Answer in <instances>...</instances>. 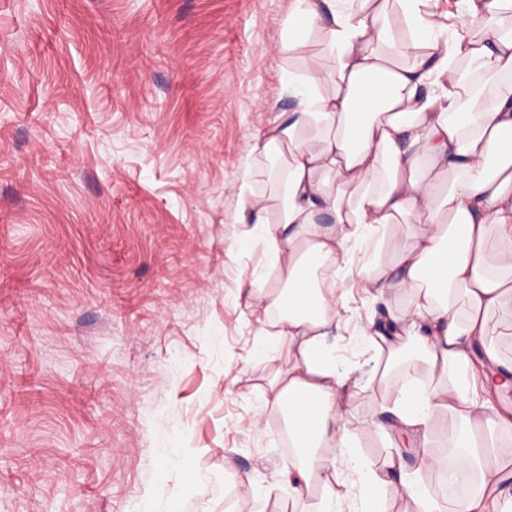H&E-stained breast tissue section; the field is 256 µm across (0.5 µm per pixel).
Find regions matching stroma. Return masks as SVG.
<instances>
[{"instance_id": "35a3bbf8", "label": "stroma", "mask_w": 512, "mask_h": 512, "mask_svg": "<svg viewBox=\"0 0 512 512\" xmlns=\"http://www.w3.org/2000/svg\"><path fill=\"white\" fill-rule=\"evenodd\" d=\"M293 0H0V512H300L284 413L244 296L265 248L241 168L295 101ZM337 476L378 469L391 394L363 345L379 307L346 283ZM253 475L244 497L225 458ZM447 512H465L402 455Z\"/></svg>"}]
</instances>
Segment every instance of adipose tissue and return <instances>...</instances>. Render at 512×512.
Returning <instances> with one entry per match:
<instances>
[{
	"label": "adipose tissue",
	"instance_id": "adipose-tissue-1",
	"mask_svg": "<svg viewBox=\"0 0 512 512\" xmlns=\"http://www.w3.org/2000/svg\"><path fill=\"white\" fill-rule=\"evenodd\" d=\"M463 2L470 33L436 22L430 0H295L282 49L314 37L321 61L288 72L297 107L255 139L279 164L273 194L254 191L249 161L239 187L241 220L266 243L253 282H284L248 306L284 350L260 392L288 415L294 501L352 445L328 341L348 278L388 310L405 302L364 334L387 357L388 441L404 446L445 414L454 478L493 487L512 468V361L496 344L512 333V25L499 18L512 0ZM424 365L438 380L421 387ZM360 482L363 512H386L398 491L443 512L400 456Z\"/></svg>",
	"mask_w": 512,
	"mask_h": 512
}]
</instances>
